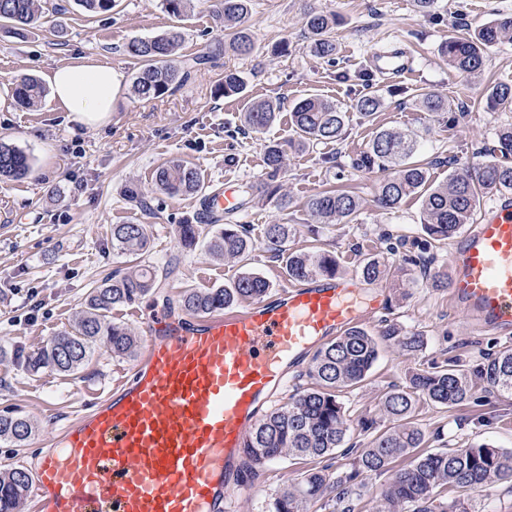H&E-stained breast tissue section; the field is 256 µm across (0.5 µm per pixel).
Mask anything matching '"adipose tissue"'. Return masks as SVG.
<instances>
[{
  "mask_svg": "<svg viewBox=\"0 0 512 512\" xmlns=\"http://www.w3.org/2000/svg\"><path fill=\"white\" fill-rule=\"evenodd\" d=\"M59 110L82 124L108 122L121 80L111 66L67 65L55 68L48 78Z\"/></svg>",
  "mask_w": 512,
  "mask_h": 512,
  "instance_id": "obj_1",
  "label": "adipose tissue"
}]
</instances>
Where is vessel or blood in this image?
I'll return each instance as SVG.
<instances>
[{
    "label": "vessel or blood",
    "instance_id": "b4317fda",
    "mask_svg": "<svg viewBox=\"0 0 512 512\" xmlns=\"http://www.w3.org/2000/svg\"><path fill=\"white\" fill-rule=\"evenodd\" d=\"M377 72L404 78L396 48ZM449 300L473 324L512 329V196L493 197L481 223L450 251ZM357 276L324 275L224 313L169 312L147 328L143 356L112 392L56 438L32 470L31 512H232L250 429L278 402L288 369L368 316Z\"/></svg>",
    "mask_w": 512,
    "mask_h": 512
}]
</instances>
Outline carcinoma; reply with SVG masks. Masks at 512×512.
Wrapping results in <instances>:
<instances>
[{
  "mask_svg": "<svg viewBox=\"0 0 512 512\" xmlns=\"http://www.w3.org/2000/svg\"><path fill=\"white\" fill-rule=\"evenodd\" d=\"M249 3L250 0H220L217 17L226 24L237 25L247 15ZM77 4L95 16L111 11L114 0H77ZM40 19L38 0H0V23L29 27ZM333 23L334 20L320 12H311L306 18V28L313 38L312 52L328 60L336 52ZM507 36H512V15L473 34L448 38L441 53L455 71L474 74L483 66L486 49ZM181 39V32L173 27L161 35L136 38L128 43V54L139 64L133 81V91L138 97L158 98L180 87L183 74L174 54ZM231 45L241 56H249L255 49L251 36L238 29L233 32ZM243 90L242 78L234 73L224 75V84L217 88L226 96ZM44 93L43 85L33 75L22 74L12 79L13 97L22 107L36 106ZM418 102L425 112L451 110L448 99L431 92L420 94ZM486 102L491 109H512V85L491 87ZM383 104L379 90L366 82L354 99L353 108L368 118L381 111ZM276 111L277 106L270 101L257 103L244 114V128L254 132L264 130L275 121ZM290 118L300 142L308 144L339 139L345 128L346 112L329 100L307 96L293 105ZM415 145L414 136L383 129L377 132L368 149L353 160L352 167L388 173L378 187V202L384 208L394 209L411 195L422 197L423 229L427 234L421 245L423 250L455 237L470 223L479 197L512 191V127L500 131L498 146L476 171L455 170L448 184L435 188L429 186L427 168L412 160ZM263 166V188L273 194L280 189L276 181L283 169V150L279 144L265 146ZM29 172L24 151L0 141V181L22 179ZM155 181L163 193L198 195L202 192L196 169L178 160L161 166ZM307 207L312 217L326 224L353 217L360 201L349 191L330 189L313 195ZM208 225L211 226L208 248L212 253L243 258L254 251L249 225L214 224L205 208L198 223L180 225L184 245H196ZM290 233L288 224H268L265 242L282 255ZM148 243L146 225H112V248L121 253L131 257L143 254ZM286 268L290 279L304 281L337 273L339 263L332 253L313 245L303 252L287 254ZM361 272L370 281L389 275L386 267L375 259L366 261ZM154 288L155 272L144 265H133L122 274L102 280L87 292L74 329L50 337L35 349H17V366L32 375L51 372L66 377L83 371L100 345L109 348L115 357L135 356L137 337L127 326L112 321L109 314L117 307L140 303ZM268 291L269 282L265 278L244 273L230 288L205 292L187 289L182 304L189 312L205 313L228 308L242 299L254 300ZM388 341L407 352H417L422 347L421 337L402 334L394 323L385 324L376 335L354 325L313 354L308 366L311 386L272 410L249 433L245 452L255 465L287 457L309 462L296 483L279 489L271 497L266 512H309V506L333 487L340 512H353L352 496L366 492L361 477L387 472L393 464L409 456L412 461L397 470L387 485L374 491L375 512H467L464 494L512 480V452L492 444L476 442L466 448L424 449L425 434L413 421L418 403L425 401L449 408L472 396V386L463 371L455 364L445 363L414 372L408 386L381 398V410L390 425L359 450L345 479L331 481L323 460L343 447L349 432L340 393L365 381L378 359L381 344ZM481 374L490 388L512 396V350L487 357ZM34 431V424L27 417L13 412L0 413V441L22 444ZM30 491V477L25 468L0 469V512H21Z\"/></svg>",
  "mask_w": 512,
  "mask_h": 512,
  "instance_id": "obj_1",
  "label": "carcinoma"
}]
</instances>
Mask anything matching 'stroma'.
<instances>
[{
    "instance_id": "obj_1",
    "label": "stroma",
    "mask_w": 512,
    "mask_h": 512,
    "mask_svg": "<svg viewBox=\"0 0 512 512\" xmlns=\"http://www.w3.org/2000/svg\"><path fill=\"white\" fill-rule=\"evenodd\" d=\"M40 5L38 24L23 30L0 26V139L21 148L31 163L28 176L0 182V411H20L36 425L25 444L0 442L1 468L35 465L65 425L90 411L131 366V359L101 347L87 367L88 378L30 375L14 365L11 353L19 346L38 347L75 326L89 289L125 268V255L112 248V227L132 222L149 230L140 261L155 269L156 288L141 303L113 310L112 318L138 338H145L147 323L158 312L181 309L186 289L229 287L244 272L263 276L274 290L289 285L284 258L270 252L264 238L266 225L288 224L289 251L317 243L335 254L340 273L358 272L369 257L390 270V277L366 285L388 297L385 319H365L366 330L378 333L390 321L403 333L424 338L423 349L412 354L382 345L366 381L345 391L352 442L364 447L384 428L379 404L387 391L406 386L416 370L448 361L468 375L473 395L451 409L418 404L427 447L462 448L480 441L512 449V397L492 390L477 373L487 355L512 349V330L476 329L453 309L448 289L432 287L408 265L426 238L420 199L380 208L379 175L352 166L381 129L416 136V158L435 186L446 184L454 170L483 162L482 151L496 146L499 128L512 125V111L486 105L489 86L512 85V38L489 48L481 71L468 76L449 67L441 46L449 37L475 33L511 15L512 0H435L426 15L414 0H251L245 25L255 51L246 58L229 48L230 35L213 14L214 0H191L177 17L163 9L162 0H117L111 12L97 17L81 11L75 0H40ZM311 11L338 20L334 60L310 50L305 21ZM173 27L184 34L174 58L188 78L175 92L138 98L131 89L136 65L126 46ZM394 44L415 57L413 76L398 82L373 78L371 56ZM93 63L110 65L121 76L107 124H79L47 96L31 109L15 106L13 76L30 74L43 82L56 67ZM229 71L244 79L245 90L224 97L217 87ZM369 77L384 106L366 119L352 104ZM423 92L452 101V111L423 112L418 105ZM308 95L346 111L340 140L298 145L290 110ZM261 100L280 101L276 121L262 132L228 139L225 127L242 125L244 112ZM270 142L284 151L285 207L277 196L244 191L245 184L260 179ZM173 159L197 170L205 193L217 195L228 187L241 193L242 209L227 219L250 226L255 249L249 260L214 256L203 240L183 247L178 227L193 221L202 205L199 197L157 189V168ZM131 183L151 198V210L125 198ZM328 188L360 198L352 220L314 222L307 202ZM300 470L290 459L257 467L255 493L236 497L234 512H264L275 491L295 482Z\"/></svg>"
}]
</instances>
